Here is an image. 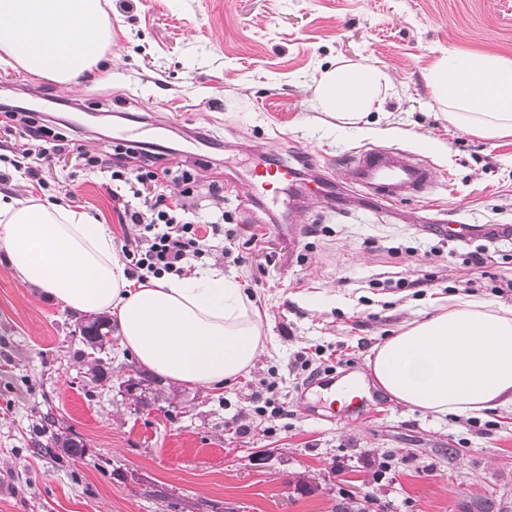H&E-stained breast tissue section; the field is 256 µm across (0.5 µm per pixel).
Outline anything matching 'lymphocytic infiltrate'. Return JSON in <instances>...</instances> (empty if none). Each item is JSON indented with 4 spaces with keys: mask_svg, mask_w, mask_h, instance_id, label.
I'll return each mask as SVG.
<instances>
[{
    "mask_svg": "<svg viewBox=\"0 0 512 512\" xmlns=\"http://www.w3.org/2000/svg\"><path fill=\"white\" fill-rule=\"evenodd\" d=\"M0 128L12 139L10 164L37 179V163L51 153L77 152L84 166L109 172L112 209L120 223L133 225L134 237L124 238L121 252L129 279L144 281L164 275L189 274L193 261L213 256L215 247L199 221L196 208V178L191 171L173 175L170 169L152 164L113 162L110 153L77 150L75 143L27 112L5 111ZM180 184L177 197L163 193L165 183Z\"/></svg>",
    "mask_w": 512,
    "mask_h": 512,
    "instance_id": "obj_1",
    "label": "lymphocytic infiltrate"
}]
</instances>
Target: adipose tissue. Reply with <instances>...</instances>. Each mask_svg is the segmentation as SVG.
<instances>
[{
  "mask_svg": "<svg viewBox=\"0 0 512 512\" xmlns=\"http://www.w3.org/2000/svg\"><path fill=\"white\" fill-rule=\"evenodd\" d=\"M112 42L101 0H0V54L31 75L69 85L97 67ZM448 118L469 133L512 134V61L446 53L429 75ZM390 81L364 62L326 70L318 109L357 119L380 110ZM0 245L25 286L81 313H107L123 345L178 384L219 388L249 372L265 349L260 322L235 274L222 269L134 283L107 225L49 201L0 197ZM367 366L401 404L437 415L512 407V309L449 297L401 326Z\"/></svg>",
  "mask_w": 512,
  "mask_h": 512,
  "instance_id": "1",
  "label": "adipose tissue"
}]
</instances>
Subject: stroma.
<instances>
[{
	"label": "stroma",
	"mask_w": 512,
	"mask_h": 512,
	"mask_svg": "<svg viewBox=\"0 0 512 512\" xmlns=\"http://www.w3.org/2000/svg\"><path fill=\"white\" fill-rule=\"evenodd\" d=\"M112 28L105 67L71 86L0 61V103L63 125L91 153L127 152L145 128L160 167L193 168L200 187L224 183L232 252L198 261L234 272L260 316L266 348L231 385L158 379L135 408L129 380L145 374L113 336L102 380L83 357L90 321L24 286L0 245V512H512V410L435 415L390 400L355 421L308 417L303 349L320 366L370 381L367 357L432 301L471 289L512 308V234L453 240L448 224L512 225V135L474 136L448 118L429 72L443 53L512 60V0H101ZM363 61L387 73L382 110L343 122L321 112L324 70ZM395 146L428 160L432 196L397 204L338 194L335 204H259L246 183L260 155L299 160L306 177L354 150ZM41 182L13 173L1 195L47 199L119 224L104 185L74 155L44 157ZM344 181L345 172H336ZM439 248L440 257L425 253ZM484 248L485 263L468 258ZM406 278L407 288L373 279ZM323 308H314L316 299ZM275 391H267L270 381ZM284 416H261L264 404ZM53 414L85 453L35 449Z\"/></svg>",
	"instance_id": "35a3bbf8"
}]
</instances>
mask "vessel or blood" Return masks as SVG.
I'll return each instance as SVG.
<instances>
[{
	"label": "vessel or blood",
	"instance_id": "obj_1",
	"mask_svg": "<svg viewBox=\"0 0 512 512\" xmlns=\"http://www.w3.org/2000/svg\"><path fill=\"white\" fill-rule=\"evenodd\" d=\"M345 175L350 187L384 202H403L429 194L438 184L437 172L430 163L393 147L370 146L357 151L350 156ZM297 176V168L289 162H266L257 178L250 182V196L257 200L268 195L279 197L288 193ZM318 384L337 390V397L329 407L331 419H352L371 404L357 381L339 384L335 379L322 378Z\"/></svg>",
	"mask_w": 512,
	"mask_h": 512
}]
</instances>
